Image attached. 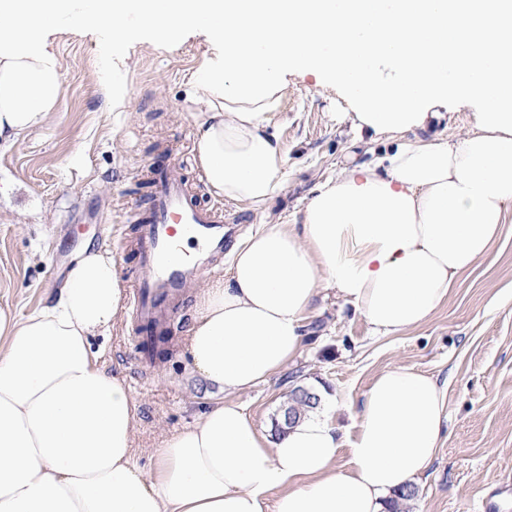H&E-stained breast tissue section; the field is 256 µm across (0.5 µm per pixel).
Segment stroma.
<instances>
[{"instance_id": "stroma-1", "label": "stroma", "mask_w": 512, "mask_h": 512, "mask_svg": "<svg viewBox=\"0 0 512 512\" xmlns=\"http://www.w3.org/2000/svg\"><path fill=\"white\" fill-rule=\"evenodd\" d=\"M64 74L55 112L15 143L0 146V310L21 318L61 288L73 257L87 247L111 251L125 283L136 271L131 250L108 225H123L129 207L146 209L137 184L166 157L206 202H214L195 160L197 117L191 77L209 50L205 35L171 49L134 39L122 72L124 107H106L109 69L100 35L63 29L53 41ZM353 109L313 76L288 77L273 131L286 156L283 189L255 208L224 201V214L246 238L264 224H290L317 184L348 160L369 163L370 144L355 138ZM307 340L297 357L259 385L236 394L263 432H271L294 383L335 395L328 412L352 423L374 378L402 366L447 385L448 435L416 481L405 512H478L492 501L512 512V210L487 258L465 275L448 302L424 325L383 336L332 288L319 289L304 319ZM182 336L143 370L132 316L103 342L108 370L121 373L139 408L137 460L192 422L214 391L187 369Z\"/></svg>"}]
</instances>
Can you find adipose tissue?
I'll return each instance as SVG.
<instances>
[{
  "label": "adipose tissue",
  "mask_w": 512,
  "mask_h": 512,
  "mask_svg": "<svg viewBox=\"0 0 512 512\" xmlns=\"http://www.w3.org/2000/svg\"><path fill=\"white\" fill-rule=\"evenodd\" d=\"M132 21L165 45L192 30L213 45L190 102L214 195L259 207L282 190L269 127L294 70L341 91L356 130L388 147L320 183L295 223L251 234L200 292L183 359L221 397L163 440L150 470L135 456L138 406L93 344L125 308L111 252L83 250L39 311L0 312V512H264L273 490L275 512H389L447 433L435 378L381 372L349 444L318 414L270 437L233 396L295 358L319 287L398 334L486 258L512 208V0H0V142L53 112L61 26L120 43ZM451 98L480 107L466 136L409 140Z\"/></svg>",
  "instance_id": "obj_1"
}]
</instances>
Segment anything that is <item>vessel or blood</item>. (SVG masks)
Here are the masks:
<instances>
[{
    "label": "vessel or blood",
    "mask_w": 512,
    "mask_h": 512,
    "mask_svg": "<svg viewBox=\"0 0 512 512\" xmlns=\"http://www.w3.org/2000/svg\"><path fill=\"white\" fill-rule=\"evenodd\" d=\"M149 212L130 208L126 220L136 227L134 251L140 273L135 279L133 321L136 327L163 332L171 307L200 281L214 256L223 254L235 229L225 224L221 207L171 173L151 174Z\"/></svg>",
    "instance_id": "vessel-or-blood-1"
}]
</instances>
